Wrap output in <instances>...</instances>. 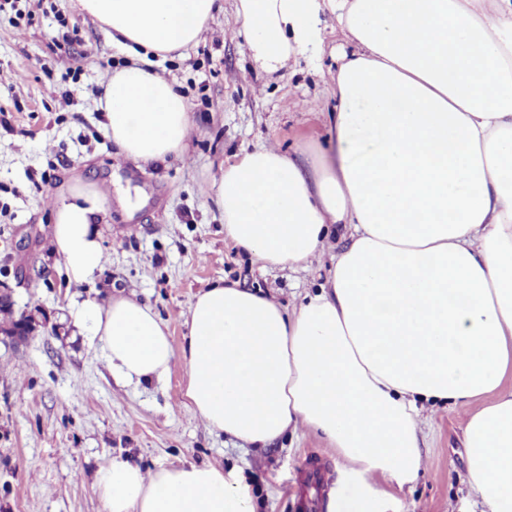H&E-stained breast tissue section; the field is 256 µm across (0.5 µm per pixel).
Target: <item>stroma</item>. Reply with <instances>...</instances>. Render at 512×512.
I'll return each mask as SVG.
<instances>
[{
    "mask_svg": "<svg viewBox=\"0 0 512 512\" xmlns=\"http://www.w3.org/2000/svg\"><path fill=\"white\" fill-rule=\"evenodd\" d=\"M186 51L151 56V68L186 94L192 132L184 156L136 164L112 143L99 105L107 70L128 64L78 0H18L0 11V286L15 313L33 308L63 323L26 342L0 341V512H106L96 477L124 459L151 471L195 464L240 470L256 512H302L296 490L313 465L325 475L312 512L345 494L347 461L306 428L253 448L210 430L183 405L187 379L174 363L164 380L125 383L102 344L78 324L87 299L125 295L150 305L181 347L194 297L218 282L270 296L287 309L324 282L345 245L327 237L307 269H261L224 235L208 185L221 163L266 145L285 152L322 145L334 104L326 73L339 41L321 16L324 51L269 74L249 57L233 0ZM99 185L105 261L92 278L67 277L52 243V206L73 178ZM430 404L422 412L423 465L399 491V512H481L466 478L462 430L490 403Z\"/></svg>",
    "mask_w": 512,
    "mask_h": 512,
    "instance_id": "stroma-1",
    "label": "stroma"
}]
</instances>
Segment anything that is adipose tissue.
Wrapping results in <instances>:
<instances>
[{
  "instance_id": "ef3b65f1",
  "label": "adipose tissue",
  "mask_w": 512,
  "mask_h": 512,
  "mask_svg": "<svg viewBox=\"0 0 512 512\" xmlns=\"http://www.w3.org/2000/svg\"><path fill=\"white\" fill-rule=\"evenodd\" d=\"M113 44L155 54L194 45L218 0H80ZM336 14L327 146L309 164L259 146L209 186L224 233L262 266L298 269L331 225L350 243L319 291L287 310L216 284L174 348L152 308L88 301L113 372L129 383L188 372L184 406L211 430L263 448L306 426L349 461L331 512H397L420 472L419 410L491 393L463 428L484 512H512V0H235L246 47L275 73L322 41ZM100 106L121 152L184 154L186 97L146 61L107 74ZM103 194L73 180L54 206L67 275L103 263ZM108 512H255L236 470L115 461L98 474Z\"/></svg>"
}]
</instances>
